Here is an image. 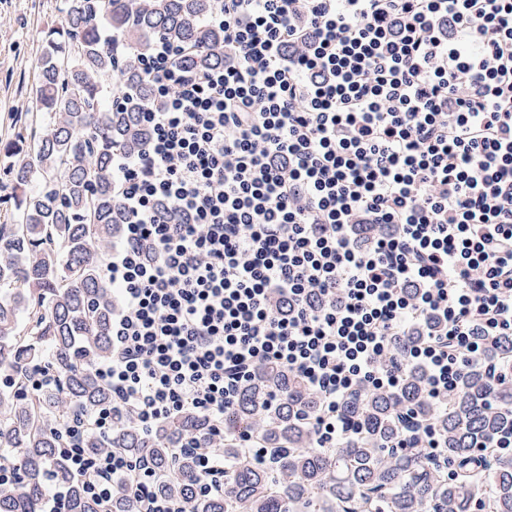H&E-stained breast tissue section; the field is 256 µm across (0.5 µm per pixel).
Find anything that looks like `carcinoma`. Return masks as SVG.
<instances>
[{
    "mask_svg": "<svg viewBox=\"0 0 512 512\" xmlns=\"http://www.w3.org/2000/svg\"><path fill=\"white\" fill-rule=\"evenodd\" d=\"M63 2L66 24L48 32L40 64L34 157L12 169L15 223L0 224V462L19 466V481L0 487V512H43L51 485L63 489L66 512H99L56 428L112 402L97 373L112 351L102 252L126 223L112 156L137 153L148 139L140 112L156 101L139 60L155 41L182 47L190 66L224 65V31L208 23L220 0ZM114 73L124 92L112 106L104 81ZM485 360L503 371L466 367L446 400L429 395L416 364L396 391L354 393L343 405L354 429L332 449L314 444L320 397L286 367L259 366L224 413L222 495L199 492L186 442L208 423L192 415L149 435L122 419L110 447L151 466L156 492L191 512H512V454L493 447L512 435V336L490 344ZM36 367L56 383L36 386ZM426 425L451 479L427 449L398 447ZM255 448L268 462H254ZM138 510L136 498L116 492L112 512Z\"/></svg>",
    "mask_w": 512,
    "mask_h": 512,
    "instance_id": "cac0c4a2",
    "label": "carcinoma"
}]
</instances>
